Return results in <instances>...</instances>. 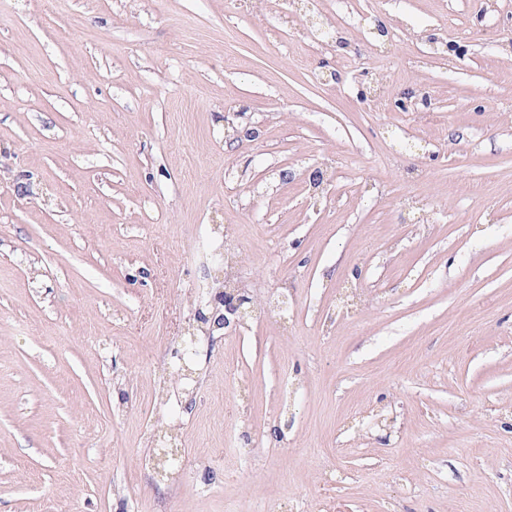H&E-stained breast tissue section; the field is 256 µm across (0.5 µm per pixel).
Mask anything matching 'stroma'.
I'll use <instances>...</instances> for the list:
<instances>
[{
  "instance_id": "35a3bbf8",
  "label": "stroma",
  "mask_w": 512,
  "mask_h": 512,
  "mask_svg": "<svg viewBox=\"0 0 512 512\" xmlns=\"http://www.w3.org/2000/svg\"><path fill=\"white\" fill-rule=\"evenodd\" d=\"M314 5L0 0V512H512V0ZM220 239L285 304L198 344L187 415Z\"/></svg>"
}]
</instances>
